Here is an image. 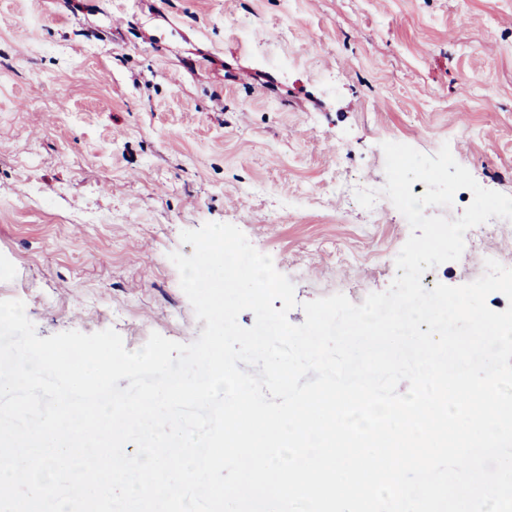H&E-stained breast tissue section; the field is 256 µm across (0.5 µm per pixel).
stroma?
Masks as SVG:
<instances>
[{"mask_svg":"<svg viewBox=\"0 0 512 512\" xmlns=\"http://www.w3.org/2000/svg\"><path fill=\"white\" fill-rule=\"evenodd\" d=\"M385 142L512 196V0H0V300L42 338L193 342L169 255L219 222L292 281L291 323L362 304L410 235L344 191L384 186ZM485 252L512 265V220ZM482 253L425 277L471 282Z\"/></svg>","mask_w":512,"mask_h":512,"instance_id":"1","label":"stroma"}]
</instances>
